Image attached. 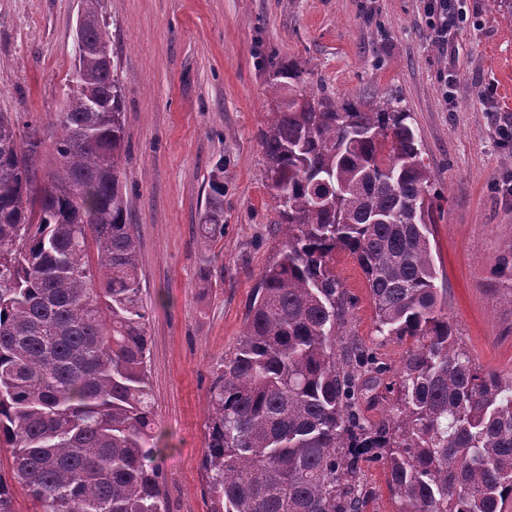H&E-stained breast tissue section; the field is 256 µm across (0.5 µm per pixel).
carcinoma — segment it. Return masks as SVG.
I'll use <instances>...</instances> for the list:
<instances>
[{"mask_svg":"<svg viewBox=\"0 0 512 512\" xmlns=\"http://www.w3.org/2000/svg\"><path fill=\"white\" fill-rule=\"evenodd\" d=\"M297 63L275 66L259 138L284 240L214 372L202 470L209 512H366L381 461L398 512H508L512 378L459 345L435 285L431 175L397 99L336 105ZM117 68L78 49L37 177L41 139L0 112V512L11 484L40 512H170L151 441L148 311L128 222ZM224 166L201 221L224 232ZM358 263L377 331L409 341L392 419L360 406L385 368L338 347Z\"/></svg>","mask_w":512,"mask_h":512,"instance_id":"carcinoma-1","label":"carcinoma"}]
</instances>
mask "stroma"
Masks as SVG:
<instances>
[{"instance_id":"1","label":"stroma","mask_w":512,"mask_h":512,"mask_svg":"<svg viewBox=\"0 0 512 512\" xmlns=\"http://www.w3.org/2000/svg\"><path fill=\"white\" fill-rule=\"evenodd\" d=\"M464 4L472 21L447 48L431 37L423 0H101L123 89L120 168L171 512H208V387L283 240L259 140L278 62L306 65L340 104L401 99L441 207L431 244L444 308L476 363L512 377V281L495 274L512 253V143L497 135L512 123V13L501 0ZM82 10L83 0H0V111L49 132L71 91ZM448 69L457 82L444 94ZM489 88L499 111L483 100ZM219 163L224 234L206 244L198 224ZM334 266L355 299L344 340L369 347L395 380L408 343L378 334L356 262L340 253Z\"/></svg>"}]
</instances>
